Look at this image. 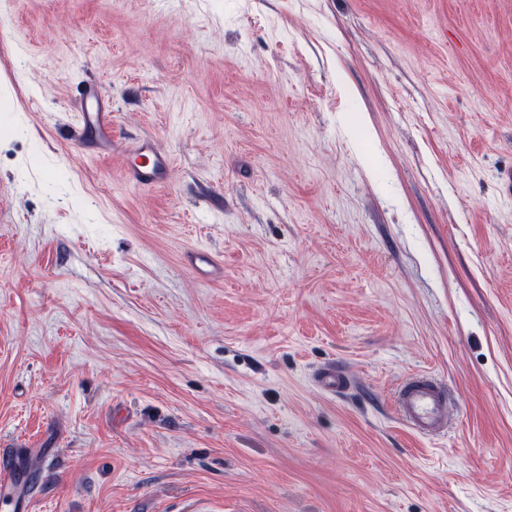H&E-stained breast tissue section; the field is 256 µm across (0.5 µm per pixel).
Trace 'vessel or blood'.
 Masks as SVG:
<instances>
[{
  "label": "vessel or blood",
  "instance_id": "b4317fda",
  "mask_svg": "<svg viewBox=\"0 0 512 512\" xmlns=\"http://www.w3.org/2000/svg\"><path fill=\"white\" fill-rule=\"evenodd\" d=\"M77 119L65 136L83 154L105 156L112 151V103L92 80L80 83L73 100ZM125 180L137 187L168 186L173 178L170 154L150 138L134 141L126 152ZM184 262L198 277L218 281L224 277V262L211 251L193 248ZM314 383L323 391L336 393L348 384L347 376L333 364L317 369ZM396 410L415 435L434 438L448 429V396L439 380L421 372L401 384L395 395ZM21 454L11 448L0 450V512H27L29 500L20 476Z\"/></svg>",
  "mask_w": 512,
  "mask_h": 512
}]
</instances>
